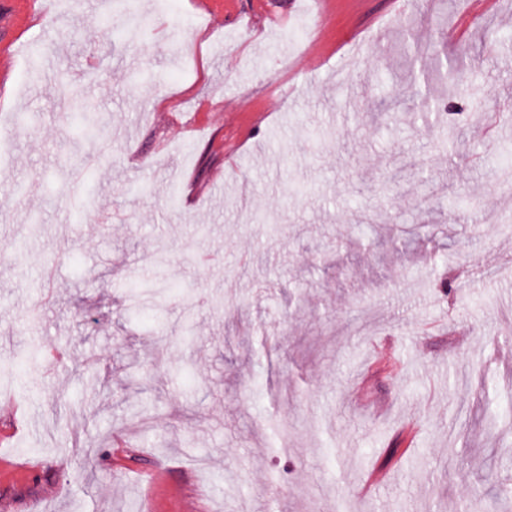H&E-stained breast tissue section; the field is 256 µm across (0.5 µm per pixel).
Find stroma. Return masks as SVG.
Wrapping results in <instances>:
<instances>
[{
	"label": "stroma",
	"instance_id": "stroma-1",
	"mask_svg": "<svg viewBox=\"0 0 512 512\" xmlns=\"http://www.w3.org/2000/svg\"><path fill=\"white\" fill-rule=\"evenodd\" d=\"M144 3L0 98V512H512V0Z\"/></svg>",
	"mask_w": 512,
	"mask_h": 512
}]
</instances>
